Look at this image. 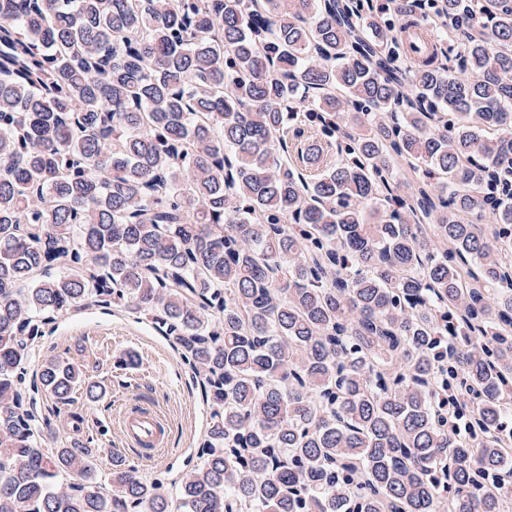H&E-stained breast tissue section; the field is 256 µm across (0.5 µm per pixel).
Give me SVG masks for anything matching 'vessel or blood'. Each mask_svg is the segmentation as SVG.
<instances>
[{
	"label": "vessel or blood",
	"mask_w": 512,
	"mask_h": 512,
	"mask_svg": "<svg viewBox=\"0 0 512 512\" xmlns=\"http://www.w3.org/2000/svg\"><path fill=\"white\" fill-rule=\"evenodd\" d=\"M113 423L125 447L147 459L162 453L168 442V428L161 408L145 404H125L114 411Z\"/></svg>",
	"instance_id": "obj_1"
}]
</instances>
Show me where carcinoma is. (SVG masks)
Returning <instances> with one entry per match:
<instances>
[{"instance_id": "1", "label": "carcinoma", "mask_w": 512, "mask_h": 512, "mask_svg": "<svg viewBox=\"0 0 512 512\" xmlns=\"http://www.w3.org/2000/svg\"><path fill=\"white\" fill-rule=\"evenodd\" d=\"M101 304L210 409L175 496L43 447ZM511 507L512 0H0V512Z\"/></svg>"}]
</instances>
